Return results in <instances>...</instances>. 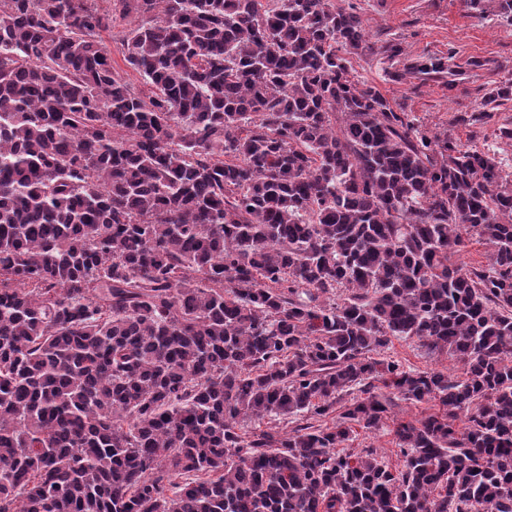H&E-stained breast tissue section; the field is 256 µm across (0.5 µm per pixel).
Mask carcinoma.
Instances as JSON below:
<instances>
[{
  "instance_id": "carcinoma-1",
  "label": "carcinoma",
  "mask_w": 512,
  "mask_h": 512,
  "mask_svg": "<svg viewBox=\"0 0 512 512\" xmlns=\"http://www.w3.org/2000/svg\"><path fill=\"white\" fill-rule=\"evenodd\" d=\"M103 2L0 0V512H512V179L354 75L344 0ZM397 398L394 474L347 443ZM117 29L103 30L100 32L99 39L106 47L112 57V64L115 70L124 78L126 82L137 89H143V81L140 75L132 70L124 60L120 42L115 38L114 34ZM489 248L486 245L478 243L475 239L467 241V245L459 255L453 258L458 263L462 262L468 266L485 265L488 261ZM381 354V357L401 360L415 370H440L448 375L457 376L462 369L460 363L446 355H428L416 338H391L388 347Z\"/></svg>"
}]
</instances>
